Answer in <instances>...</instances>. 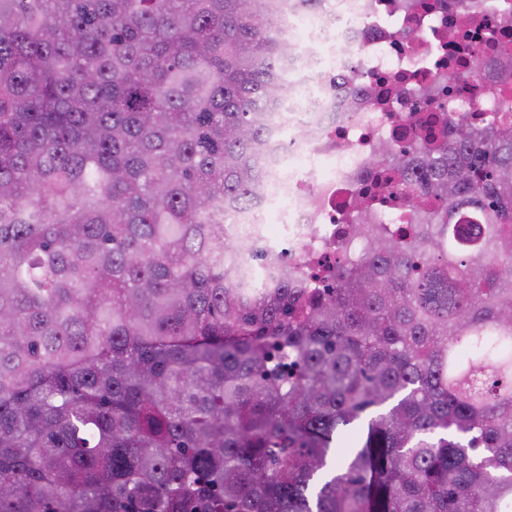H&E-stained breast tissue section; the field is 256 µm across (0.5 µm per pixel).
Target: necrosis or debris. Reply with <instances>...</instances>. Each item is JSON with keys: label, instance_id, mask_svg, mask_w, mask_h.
<instances>
[{"label": "necrosis or debris", "instance_id": "obj_1", "mask_svg": "<svg viewBox=\"0 0 512 512\" xmlns=\"http://www.w3.org/2000/svg\"><path fill=\"white\" fill-rule=\"evenodd\" d=\"M325 0L283 21L300 84L285 101L287 128L269 138V179L230 229L243 249L288 255L310 276L335 264L344 216L367 193L381 223L406 224L410 197L383 184L369 158L380 141L415 140L429 113L489 112L512 92V0ZM412 39H405V32ZM483 75L448 83L471 53Z\"/></svg>", "mask_w": 512, "mask_h": 512}]
</instances>
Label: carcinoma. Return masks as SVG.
<instances>
[{"mask_svg":"<svg viewBox=\"0 0 512 512\" xmlns=\"http://www.w3.org/2000/svg\"><path fill=\"white\" fill-rule=\"evenodd\" d=\"M323 4L0 0V512H512L511 104L378 143L417 223L322 288L224 229Z\"/></svg>","mask_w":512,"mask_h":512,"instance_id":"1","label":"carcinoma"}]
</instances>
